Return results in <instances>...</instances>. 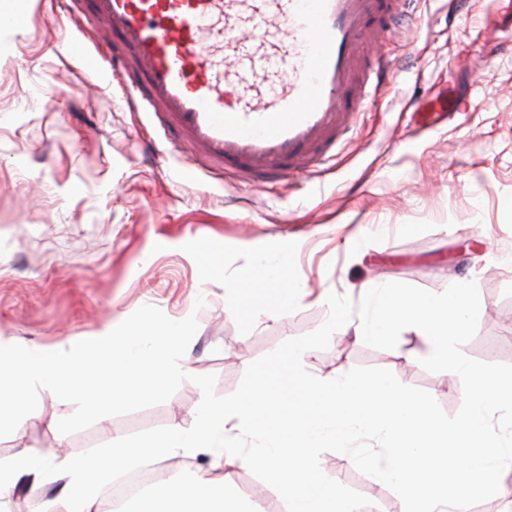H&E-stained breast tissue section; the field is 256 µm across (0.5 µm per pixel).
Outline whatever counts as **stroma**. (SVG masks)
<instances>
[{
  "label": "stroma",
  "mask_w": 512,
  "mask_h": 512,
  "mask_svg": "<svg viewBox=\"0 0 512 512\" xmlns=\"http://www.w3.org/2000/svg\"><path fill=\"white\" fill-rule=\"evenodd\" d=\"M399 24L383 47L390 82L355 130L328 162L274 186L214 178L174 147L154 160L147 144L165 131L105 81L112 39L87 0L62 19L56 0H34L17 27L0 30V336L56 345L146 304L172 318L194 313L190 372L215 375L227 395L250 363L326 320L321 293L357 304L381 276L431 292L460 279L480 293L463 352L512 364V0H406ZM443 97L452 118L412 123ZM358 233L353 253L346 241ZM281 241L295 243L290 274L308 293L254 327L226 307L224 277L245 265L249 246ZM412 339L379 350L348 329L306 361L323 376L390 370L456 414L459 382L424 370ZM200 399L186 382L162 404L63 435L70 407L44 394L37 416L0 438V455L74 456L175 420L188 427ZM324 468L373 505L395 499L348 455L326 452Z\"/></svg>",
  "instance_id": "1"
}]
</instances>
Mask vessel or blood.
Listing matches in <instances>:
<instances>
[{
    "label": "vessel or blood",
    "instance_id": "vessel-or-blood-1",
    "mask_svg": "<svg viewBox=\"0 0 512 512\" xmlns=\"http://www.w3.org/2000/svg\"><path fill=\"white\" fill-rule=\"evenodd\" d=\"M403 0H89L119 39L132 110L219 172H312L387 81Z\"/></svg>",
    "mask_w": 512,
    "mask_h": 512
}]
</instances>
